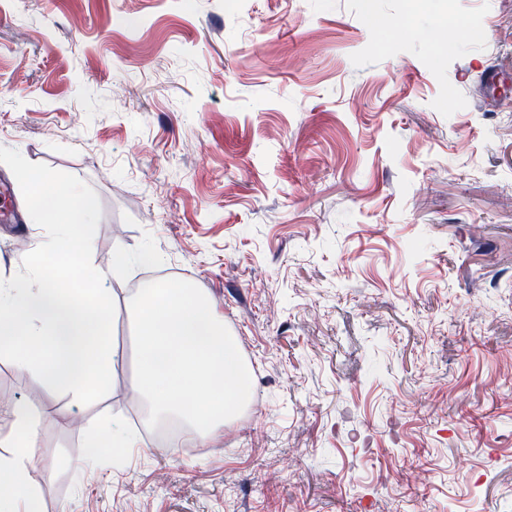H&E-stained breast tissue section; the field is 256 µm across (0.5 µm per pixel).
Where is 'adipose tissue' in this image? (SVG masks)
<instances>
[{
	"mask_svg": "<svg viewBox=\"0 0 512 512\" xmlns=\"http://www.w3.org/2000/svg\"><path fill=\"white\" fill-rule=\"evenodd\" d=\"M7 431H0V512H41L40 491L31 472L36 462V442L44 413L30 405L7 406ZM88 447L97 456H107L119 448L136 447L139 437L114 420L87 429Z\"/></svg>",
	"mask_w": 512,
	"mask_h": 512,
	"instance_id": "ef3b65f1",
	"label": "adipose tissue"
}]
</instances>
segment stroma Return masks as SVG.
Listing matches in <instances>:
<instances>
[{
  "label": "stroma",
  "mask_w": 512,
  "mask_h": 512,
  "mask_svg": "<svg viewBox=\"0 0 512 512\" xmlns=\"http://www.w3.org/2000/svg\"><path fill=\"white\" fill-rule=\"evenodd\" d=\"M479 37L442 49L448 20ZM500 73L484 88L487 66ZM512 0H0V146L96 192L92 263L207 296L250 399L192 455L129 389L46 393L42 512H512ZM0 223V279L44 239ZM114 417L140 443L88 461Z\"/></svg>",
  "instance_id": "35a3bbf8"
}]
</instances>
